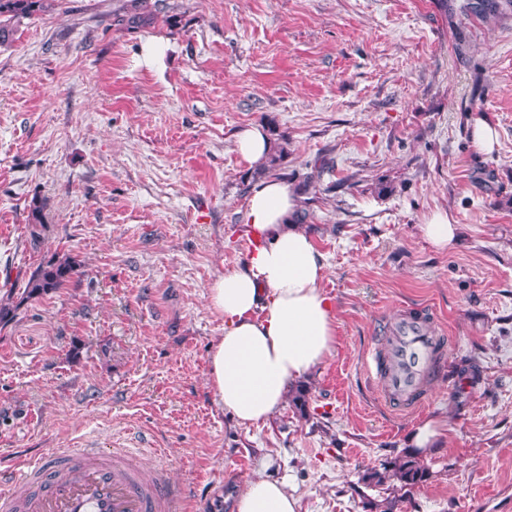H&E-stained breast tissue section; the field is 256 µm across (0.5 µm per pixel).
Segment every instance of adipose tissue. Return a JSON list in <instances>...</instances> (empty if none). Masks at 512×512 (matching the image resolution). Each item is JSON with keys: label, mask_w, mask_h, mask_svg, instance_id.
Returning a JSON list of instances; mask_svg holds the SVG:
<instances>
[{"label": "adipose tissue", "mask_w": 512, "mask_h": 512, "mask_svg": "<svg viewBox=\"0 0 512 512\" xmlns=\"http://www.w3.org/2000/svg\"><path fill=\"white\" fill-rule=\"evenodd\" d=\"M299 196L285 180L267 178L249 190L243 222L252 247L244 264L215 275L210 308L224 321L211 345L207 384L217 406L238 423L271 419L289 390L321 367L336 342L334 300L321 284L326 258L295 224ZM285 482L257 477L234 512H299Z\"/></svg>", "instance_id": "ef3b65f1"}]
</instances>
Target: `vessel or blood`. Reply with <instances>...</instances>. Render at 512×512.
I'll return each mask as SVG.
<instances>
[{"label": "vessel or blood", "mask_w": 512, "mask_h": 512, "mask_svg": "<svg viewBox=\"0 0 512 512\" xmlns=\"http://www.w3.org/2000/svg\"><path fill=\"white\" fill-rule=\"evenodd\" d=\"M448 339L425 315L400 314L386 352L369 350L364 368L389 407L413 410L428 397L435 362L444 361ZM0 491V512H179L185 498L162 473L144 478L139 459L107 448L57 450L11 471Z\"/></svg>", "instance_id": "obj_1"}]
</instances>
